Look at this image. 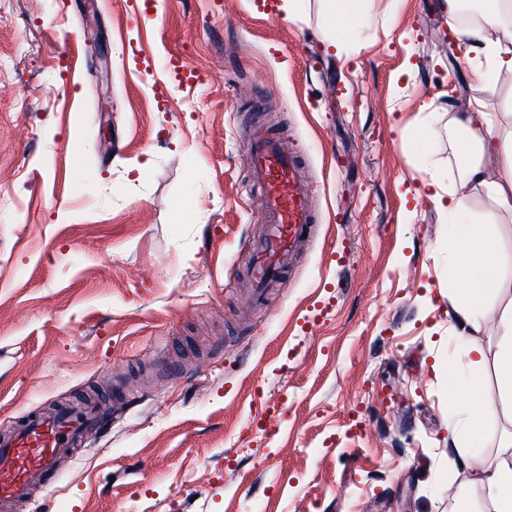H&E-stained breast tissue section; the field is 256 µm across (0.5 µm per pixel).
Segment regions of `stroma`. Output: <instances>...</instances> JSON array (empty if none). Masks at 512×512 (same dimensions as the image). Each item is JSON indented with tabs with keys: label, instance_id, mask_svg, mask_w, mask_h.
Wrapping results in <instances>:
<instances>
[{
	"label": "stroma",
	"instance_id": "35a3bbf8",
	"mask_svg": "<svg viewBox=\"0 0 512 512\" xmlns=\"http://www.w3.org/2000/svg\"><path fill=\"white\" fill-rule=\"evenodd\" d=\"M0 0V430L126 385L39 512H490L448 439V375L497 331L448 314L450 241L495 207L450 119L482 96L445 0ZM318 222L267 308L251 100ZM331 2L328 21L336 27V23L346 27L364 14L365 0H328Z\"/></svg>",
	"mask_w": 512,
	"mask_h": 512
}]
</instances>
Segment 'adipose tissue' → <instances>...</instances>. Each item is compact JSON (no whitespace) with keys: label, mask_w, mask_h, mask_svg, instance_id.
I'll use <instances>...</instances> for the list:
<instances>
[{"label":"adipose tissue","mask_w":512,"mask_h":512,"mask_svg":"<svg viewBox=\"0 0 512 512\" xmlns=\"http://www.w3.org/2000/svg\"><path fill=\"white\" fill-rule=\"evenodd\" d=\"M505 0H490L480 25L460 29V37L480 43L489 62L476 72L484 93H495L497 74L512 70V24L504 22ZM474 151L464 163V178L448 191V208L467 210L473 192L483 191L495 204L483 224L472 225L458 240L454 249L457 274L449 286L448 299L453 316L460 325L479 326L494 322L498 329L494 367L498 390L503 401L512 406V302L492 309L486 300L498 295L503 283L512 278V270L499 261L496 237L488 225L497 223L502 212L512 213V128L506 129L484 112L482 100H474L470 111L453 117ZM485 410L454 414L448 418V436L467 463L469 480L485 491L492 512H512V434L505 435L495 454L472 448L482 436Z\"/></svg>","instance_id":"1"}]
</instances>
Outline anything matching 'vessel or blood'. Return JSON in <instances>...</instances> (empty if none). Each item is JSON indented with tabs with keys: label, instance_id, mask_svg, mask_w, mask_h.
<instances>
[{
	"label": "vessel or blood",
	"instance_id": "b4317fda",
	"mask_svg": "<svg viewBox=\"0 0 512 512\" xmlns=\"http://www.w3.org/2000/svg\"><path fill=\"white\" fill-rule=\"evenodd\" d=\"M250 183L258 192L264 233L254 249L249 294L262 300L278 282L310 234L316 214L312 187L285 141L257 124L248 132ZM95 402L36 413L0 434V512H30L37 489L58 476L61 456L83 447L86 434L103 425Z\"/></svg>",
	"mask_w": 512,
	"mask_h": 512
}]
</instances>
